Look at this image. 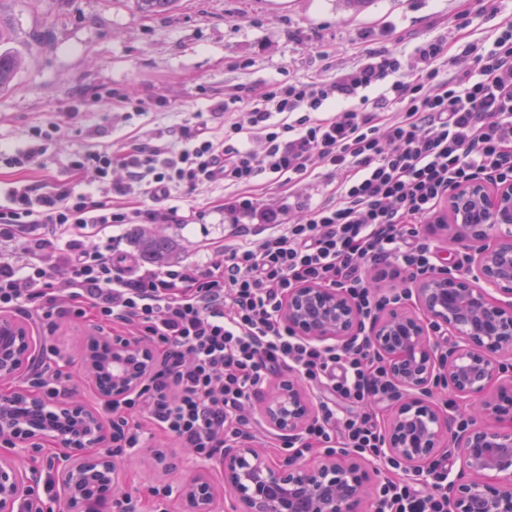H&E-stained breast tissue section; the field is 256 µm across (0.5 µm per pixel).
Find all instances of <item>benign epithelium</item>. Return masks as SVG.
I'll return each mask as SVG.
<instances>
[{
  "label": "benign epithelium",
  "instance_id": "obj_1",
  "mask_svg": "<svg viewBox=\"0 0 512 512\" xmlns=\"http://www.w3.org/2000/svg\"><path fill=\"white\" fill-rule=\"evenodd\" d=\"M448 202L450 239L473 251L467 272L443 267L423 276L416 288L420 313L393 310L369 327L396 392L383 434L389 453L413 468L450 448L457 452L461 475L448 481V512H512V301L496 298H512V183L474 181L452 189ZM281 318L304 339L338 346L361 326L345 293L314 284L288 291ZM442 327L446 345L430 336ZM98 347L110 350L109 366L101 363ZM22 358L31 360L20 345L0 351V381L16 378ZM157 361L155 349L141 339L97 334L81 357L83 370L112 401L142 387ZM438 385L470 402L467 424L452 425L434 406ZM265 402L267 422L284 439H294L311 418L295 380L279 384ZM76 417L81 425L72 429ZM0 438L26 449L54 447L69 502L94 476L111 492L118 487L117 464L104 450L103 418L76 401L53 405L33 390L1 391ZM221 464L234 512H357L369 479L351 454L304 463L294 453L273 461L246 440L225 445ZM27 482L14 460L0 458V512H40ZM180 496L188 512H211L207 481L184 484Z\"/></svg>",
  "mask_w": 512,
  "mask_h": 512
}]
</instances>
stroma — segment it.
<instances>
[{
  "label": "stroma",
  "instance_id": "stroma-1",
  "mask_svg": "<svg viewBox=\"0 0 512 512\" xmlns=\"http://www.w3.org/2000/svg\"><path fill=\"white\" fill-rule=\"evenodd\" d=\"M478 6V0H367L360 8L345 0H180L172 11L145 16L133 0H0V20L34 46L12 87L0 93V151L25 149L35 130L54 124L42 166L26 172L25 180L89 193L92 175L78 178L71 172L80 154L117 152L133 137L180 149L178 128L224 95L241 92L257 99L274 84L315 70L333 77L359 65L366 50L408 56L416 45L437 38L452 46L482 43L497 19L512 16V0H498L497 17L484 15L456 30L457 13ZM108 93L112 106L76 111L78 99ZM139 103L146 113L136 112ZM338 182L317 162L294 191L260 183L252 194L284 202L294 216L324 201ZM236 192L221 184L173 191L168 205L176 215L161 229L175 241L179 265L221 262L225 246L243 233L249 241L261 240L263 225L245 219L235 224L224 213L225 198ZM447 212L440 207L422 231L441 263L464 272L469 250L449 242L438 225ZM23 324L33 338L36 365L21 370L16 385L28 387L31 377H38L41 393H54L59 401L77 399L111 420L108 402L80 365L85 335L97 330V323L64 316L50 328L28 318ZM246 416L251 445L279 456L283 441L267 424L260 399L250 401ZM144 430L143 447L124 449L115 458L122 494L138 512H153L155 491L178 488L199 474L214 488L212 512H232L219 459L196 458L158 425L145 424ZM0 456L14 457L23 472L36 474L30 490L44 512H63L50 452L0 442Z\"/></svg>",
  "mask_w": 512,
  "mask_h": 512
}]
</instances>
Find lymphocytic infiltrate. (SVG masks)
<instances>
[{
  "label": "lymphocytic infiltrate",
  "mask_w": 512,
  "mask_h": 512,
  "mask_svg": "<svg viewBox=\"0 0 512 512\" xmlns=\"http://www.w3.org/2000/svg\"><path fill=\"white\" fill-rule=\"evenodd\" d=\"M447 53L444 41H425L406 66L398 53L371 50L334 78L276 84L240 120L229 102H217L210 112L224 121L219 142L200 121L179 128L184 146L177 151L140 143L79 155L73 171L93 173L103 202L43 184L9 189L0 236L23 238L36 262L24 271L0 262V309L42 323L64 311L128 325L162 351L154 375L112 407L124 447H141L135 419L145 416L199 459H212L226 439L243 436L241 411L252 396L270 376L291 371L320 392L302 447L395 467L367 411L393 392L369 336L355 333L339 349L322 346L290 332L280 311L289 289L304 283L341 289L367 317L398 304V293L366 285L365 264H397L413 278L435 270L421 226L450 189L472 180L512 183V22L495 29L490 46L465 45L450 76L439 67ZM391 105L396 116L384 118ZM254 130L262 135L259 151L241 141ZM316 160L340 174V186L335 198L297 220L244 193L261 177L299 184ZM116 168L125 179L113 180ZM218 182L241 189L225 205L232 217L268 227L258 244L226 249L218 267L127 276L111 243L81 236L54 260L39 258V226L158 224L170 217L161 203L173 189ZM132 194L150 197L153 208L113 211L111 197ZM58 269L68 275L64 296L52 280ZM447 487L445 462L402 471L381 486L375 512H448Z\"/></svg>",
  "instance_id": "1"
}]
</instances>
